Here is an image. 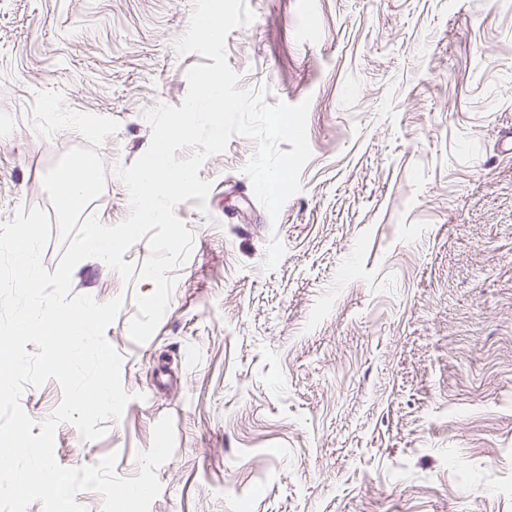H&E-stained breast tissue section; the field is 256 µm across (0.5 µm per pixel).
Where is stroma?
<instances>
[{
  "mask_svg": "<svg viewBox=\"0 0 512 512\" xmlns=\"http://www.w3.org/2000/svg\"><path fill=\"white\" fill-rule=\"evenodd\" d=\"M226 40L239 88L309 101L302 189L270 217L233 137L176 215L193 235L156 332L134 343L138 295L100 259L71 296L121 298L106 338L132 393L97 440L70 423L57 463L116 454L135 476L155 423L175 450L150 512H512V0H247ZM193 0H0V226L50 215L41 260L68 245L42 184L72 130L38 134L34 96L109 117L89 216L131 212L115 172L148 148L146 109L181 106ZM170 361L162 392L152 368Z\"/></svg>",
  "mask_w": 512,
  "mask_h": 512,
  "instance_id": "obj_1",
  "label": "stroma"
}]
</instances>
